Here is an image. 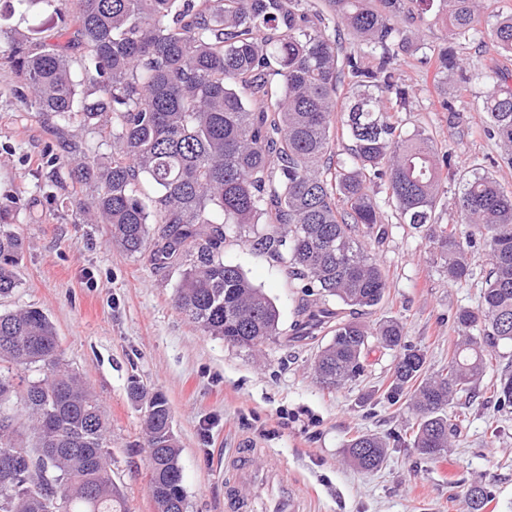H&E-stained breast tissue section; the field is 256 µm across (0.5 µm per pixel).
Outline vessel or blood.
<instances>
[{"mask_svg":"<svg viewBox=\"0 0 512 512\" xmlns=\"http://www.w3.org/2000/svg\"><path fill=\"white\" fill-rule=\"evenodd\" d=\"M238 481L248 495L239 500L243 512H259L262 498H269L268 512H301L300 496L284 483L280 472L274 468L251 466L249 454H242L238 464Z\"/></svg>","mask_w":512,"mask_h":512,"instance_id":"1","label":"vessel or blood"}]
</instances>
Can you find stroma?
<instances>
[{"instance_id": "obj_1", "label": "stroma", "mask_w": 512, "mask_h": 512, "mask_svg": "<svg viewBox=\"0 0 512 512\" xmlns=\"http://www.w3.org/2000/svg\"><path fill=\"white\" fill-rule=\"evenodd\" d=\"M32 25L46 42H56L55 15L38 5L23 15L12 0H0V29L23 33ZM395 66L412 92L409 111L400 115L407 129H426L460 165L497 157L477 101L487 83L474 81L459 111L443 112L438 102L455 93V83L434 81L432 67L417 54L400 56ZM16 86L0 54V212L27 243L17 268L20 284L0 299V310L35 307L53 322L64 362L103 407L112 477L128 512H156L144 410L128 393L134 379L168 400L186 512H231L226 493L234 488L232 460L241 448L256 449L259 463L283 472L304 497L306 512H465L463 493L474 483L493 493L484 512H512V413L496 411L486 386H477L461 432L442 457L394 442L414 423L407 397H387L396 351L369 346L359 376L335 390L322 388L312 365L330 333L299 339L293 331L305 289L281 262L232 234L224 260L274 301L279 333L252 351L204 335L175 306L181 268L127 257L112 247L109 225L79 223L76 207L88 188L67 180L56 198L47 197L55 135L18 99ZM381 219L372 233L358 236L388 281L382 303L366 320L399 319L406 343L424 352L429 370L439 371L458 338L456 310L479 302L488 257L476 247V278L458 287L420 233L397 223L390 209ZM362 433L391 439L383 464L371 472L355 468L347 456L348 441Z\"/></svg>"}]
</instances>
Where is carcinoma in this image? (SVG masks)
I'll return each mask as SVG.
<instances>
[{"mask_svg":"<svg viewBox=\"0 0 512 512\" xmlns=\"http://www.w3.org/2000/svg\"><path fill=\"white\" fill-rule=\"evenodd\" d=\"M417 4L447 29L430 50L439 80L494 83L482 109L500 160L512 167L511 75L469 64L457 48L490 35L512 54V14L489 12L491 0H15L28 12L40 4L61 22L64 43L12 35L6 53L23 103L54 122L64 138L71 182L92 184L81 221L108 224L112 245L130 258L149 254L162 268H182L176 307L203 334L256 348L277 334L279 312L242 270L224 263L229 233L284 264L289 278L358 312L336 318L328 303L302 300L298 330L310 335L336 320L317 355L319 383L336 389L363 370L375 339L400 350L390 397L410 395L412 447L444 454L457 436L456 401L488 373L492 398L512 408V362L493 368L489 348L512 347V191L474 168L456 175L451 152L424 130L395 118L410 92L395 59L421 44L401 25ZM356 49L347 51L340 29ZM84 52L82 78L68 51ZM351 141L336 159V122ZM98 131L110 148L94 160L80 133ZM458 177L459 220L435 218L448 177ZM398 223L424 232L444 260L448 279L473 277L471 252L483 240L490 268L477 307H460L458 340L448 367L427 373L423 351L404 341L396 319L371 329L359 320L388 288L377 260L355 233L381 223L382 207ZM24 242L0 224V296L18 287ZM35 371L36 379L20 372ZM23 391L19 407L12 396ZM130 398L145 402L149 493L157 512H185L180 447L166 397H146L134 382ZM108 423L96 396L63 362L48 316L37 308L0 313V512H127L112 479ZM387 439L358 435L347 445L363 471L383 463ZM43 462L50 481L32 479ZM490 491L465 492L469 512H483Z\"/></svg>","mask_w":512,"mask_h":512,"instance_id":"cac0c4a2","label":"carcinoma"}]
</instances>
